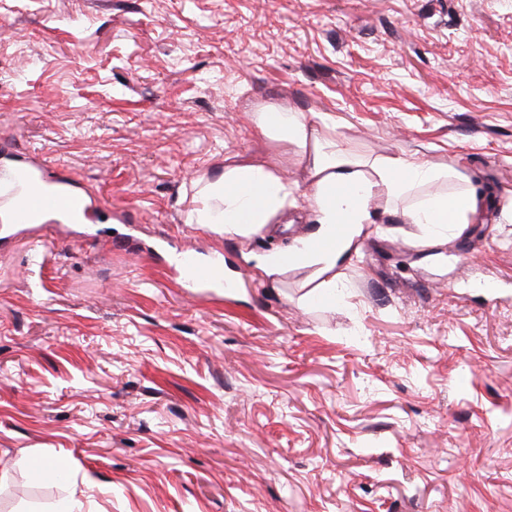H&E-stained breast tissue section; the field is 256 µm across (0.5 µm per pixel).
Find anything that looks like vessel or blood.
<instances>
[{"label": "vessel or blood", "instance_id": "1", "mask_svg": "<svg viewBox=\"0 0 512 512\" xmlns=\"http://www.w3.org/2000/svg\"><path fill=\"white\" fill-rule=\"evenodd\" d=\"M43 173V166L37 164L16 169L14 189L0 197L1 225L34 224L40 216L49 213L88 216L92 209L91 196L82 192L45 191L38 182ZM175 268L182 279L198 288L224 283V263L218 257L203 260L186 252L178 258Z\"/></svg>", "mask_w": 512, "mask_h": 512}]
</instances>
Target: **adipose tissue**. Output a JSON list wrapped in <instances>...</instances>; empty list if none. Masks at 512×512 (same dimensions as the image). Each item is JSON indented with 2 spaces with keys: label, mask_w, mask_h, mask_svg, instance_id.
Listing matches in <instances>:
<instances>
[{
  "label": "adipose tissue",
  "mask_w": 512,
  "mask_h": 512,
  "mask_svg": "<svg viewBox=\"0 0 512 512\" xmlns=\"http://www.w3.org/2000/svg\"><path fill=\"white\" fill-rule=\"evenodd\" d=\"M252 121L269 140L294 148L301 178H288L272 157L225 165L221 174L198 180L185 221L227 237H250L306 207L307 231L256 258L257 269L271 283L288 272L306 271L305 301L335 294L338 267L356 253L365 228L378 223L381 206L396 205L418 186L435 182L462 186L461 191L435 194L404 209L406 223L423 226L429 244L441 243L445 229L475 223L480 217L479 187L459 168L401 156L359 157L330 135L327 117L314 122L291 107H260ZM342 219L347 230L337 247L328 252L312 250L311 241L335 235Z\"/></svg>",
  "instance_id": "ef3b65f1"
}]
</instances>
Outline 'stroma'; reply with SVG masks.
Listing matches in <instances>:
<instances>
[{"mask_svg": "<svg viewBox=\"0 0 512 512\" xmlns=\"http://www.w3.org/2000/svg\"><path fill=\"white\" fill-rule=\"evenodd\" d=\"M268 104L492 196L439 247L384 214L302 305L269 238L184 221L225 158L295 173ZM32 155L96 205L0 238V512H512V0H0V172ZM183 248L228 287L186 293Z\"/></svg>", "mask_w": 512, "mask_h": 512, "instance_id": "35a3bbf8", "label": "stroma"}]
</instances>
